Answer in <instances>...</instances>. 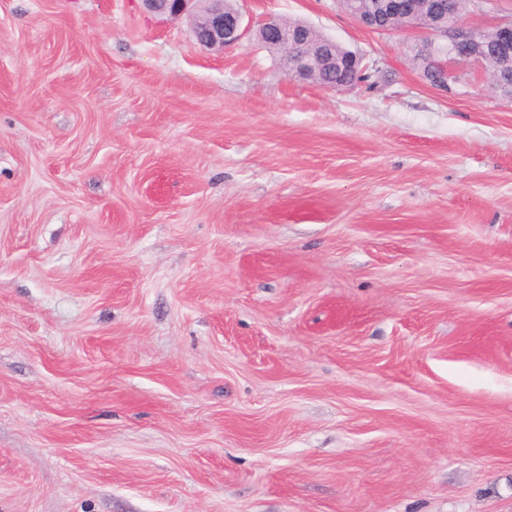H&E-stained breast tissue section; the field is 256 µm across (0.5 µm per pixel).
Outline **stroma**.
<instances>
[{"label":"stroma","instance_id":"obj_1","mask_svg":"<svg viewBox=\"0 0 512 512\" xmlns=\"http://www.w3.org/2000/svg\"><path fill=\"white\" fill-rule=\"evenodd\" d=\"M239 7L367 81L0 0V512H512V97L336 0ZM288 30V59L284 63L286 74L292 78L303 82H312L318 76L326 72L349 69L351 64L358 62V56L352 52L350 55L341 57L336 55L342 51V47L336 44V48L326 52L321 49H312V30L307 27L290 28L282 25L278 21L264 23L259 29L267 37L277 32L281 34Z\"/></svg>","mask_w":512,"mask_h":512}]
</instances>
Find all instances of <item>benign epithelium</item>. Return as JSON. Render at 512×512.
Returning <instances> with one entry per match:
<instances>
[{
  "label": "benign epithelium",
  "mask_w": 512,
  "mask_h": 512,
  "mask_svg": "<svg viewBox=\"0 0 512 512\" xmlns=\"http://www.w3.org/2000/svg\"><path fill=\"white\" fill-rule=\"evenodd\" d=\"M145 10L159 17H180L187 13L191 4L198 0H141ZM208 6L202 16L192 15L194 37L201 46L224 50L240 43L251 34L252 26L244 23L238 9L226 10L224 0H207ZM383 11L388 18L404 23L406 29H421V20L434 15L428 0H377L364 11L353 14V18L366 28H373L376 11ZM260 31L265 35L288 32V59L284 63L286 74L303 82L331 72L345 70L358 62L352 53L345 57L336 54V49L326 52L311 48L312 30L307 27L286 28L278 21L263 24ZM427 38L434 44L448 47L450 59L443 63L444 79H429V82L441 90L447 91L457 81L451 64L473 62L488 73V61L496 62L495 70H512V24L495 27V36L488 39L486 33L471 27L460 20L455 11L448 12V24L426 28Z\"/></svg>",
  "instance_id": "1"
}]
</instances>
